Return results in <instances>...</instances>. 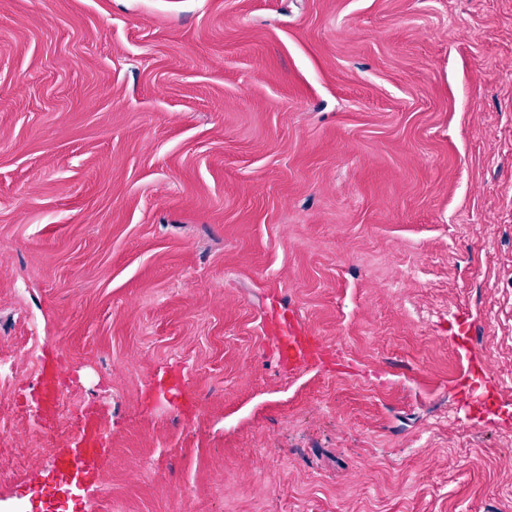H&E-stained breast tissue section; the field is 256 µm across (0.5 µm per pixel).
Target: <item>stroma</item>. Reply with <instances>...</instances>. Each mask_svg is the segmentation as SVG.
Here are the masks:
<instances>
[{"instance_id": "35a3bbf8", "label": "stroma", "mask_w": 512, "mask_h": 512, "mask_svg": "<svg viewBox=\"0 0 512 512\" xmlns=\"http://www.w3.org/2000/svg\"><path fill=\"white\" fill-rule=\"evenodd\" d=\"M0 362L5 508L512 512V0H0ZM264 332L279 365L291 371L323 356V342L303 322L292 314L272 312L264 321ZM101 442L95 425H90L80 446L67 449L57 459L56 471L62 482L79 474H88L91 464L101 452Z\"/></svg>"}]
</instances>
